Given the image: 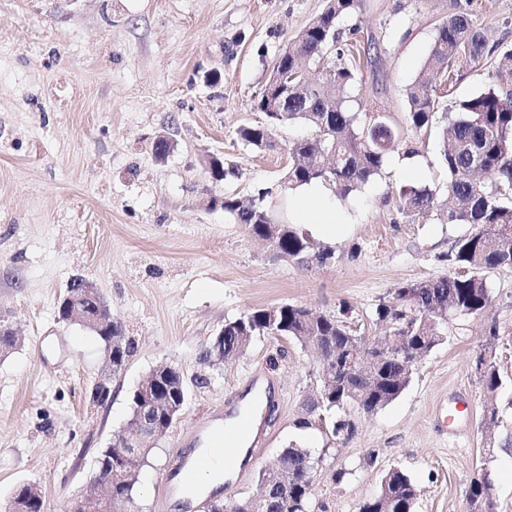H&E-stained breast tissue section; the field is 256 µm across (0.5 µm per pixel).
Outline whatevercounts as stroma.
I'll use <instances>...</instances> for the list:
<instances>
[{"instance_id": "1", "label": "stroma", "mask_w": 512, "mask_h": 512, "mask_svg": "<svg viewBox=\"0 0 512 512\" xmlns=\"http://www.w3.org/2000/svg\"><path fill=\"white\" fill-rule=\"evenodd\" d=\"M324 0H0V315L20 346L0 358V512L22 483L36 485L45 512H68L86 493L96 460L128 430L130 397L161 365L184 376L179 420L139 472L133 512H177L165 478L173 455L197 448L196 433L226 395L261 373L278 391L260 454L226 484L223 499L256 493L258 472L290 443L320 462L313 500L329 512H358L382 473L404 469L418 495L413 512H468L477 471L490 472L498 512H512V267L487 270L485 318L453 315L443 342L413 367L408 388L374 415L339 411L298 429L320 385L317 357L283 336L253 339L239 357L215 365L200 354L226 321L282 303L336 315L349 303L362 336L389 335L373 315L400 283L444 275L445 256L466 233L438 216L410 220L401 187L445 196L439 144L388 154L379 176L340 198L319 183L301 212L300 190L268 202L276 223L329 249L326 262L279 256L210 197L252 198L279 181L286 146L301 128L283 127L281 148L243 145L236 130L263 121L254 104L275 58L323 9ZM467 14L493 39L512 43V0H365L344 18L342 37L370 41L372 66L360 98L370 112L405 127L406 90L429 57L438 24ZM177 142L157 161L153 140ZM223 157L236 174L212 183L203 160ZM421 177L407 174L403 159ZM336 213V239L316 229L317 212ZM93 281L132 341L110 397L90 394L106 366L94 334L57 318L67 284ZM496 322L502 380L495 427L483 424L474 362L484 320Z\"/></svg>"}]
</instances>
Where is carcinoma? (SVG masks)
<instances>
[{
    "mask_svg": "<svg viewBox=\"0 0 512 512\" xmlns=\"http://www.w3.org/2000/svg\"><path fill=\"white\" fill-rule=\"evenodd\" d=\"M362 6L363 0H326L322 12L276 58L280 67L288 69L290 83L296 81L294 72L299 63L313 64L321 77L304 95L288 97L284 111L267 112L265 122L237 129L243 144L260 150L275 148L273 130L279 127L298 124L306 129L304 136L293 140L291 163L278 183L259 190L249 209H243L235 197H224V212L255 236L268 223L265 199L273 193L321 182L347 196L381 172L387 150L401 139L400 131L382 117L355 110L337 97L341 90L361 87L359 74L371 64L353 46L332 60L340 21ZM492 55L497 56L492 84L465 100L452 101V89L464 72ZM407 102V129L432 135L442 143L440 162L448 174L447 199H439L426 187L403 186L396 196L399 210L413 220L436 211L448 224L471 227L454 240L448 252L452 265L448 275L404 283L396 288L393 299H383L375 307L376 320L390 324L392 335L409 337L415 359L420 360L440 344L446 323L441 317L434 324L426 321L430 306L442 303L456 314L480 316L490 301L483 272L512 266V45L491 43L488 30L466 14L448 17L436 28L433 49L407 88ZM279 247L292 259L310 253L321 262L331 258L325 250H314L313 244L291 226ZM279 311L280 320L274 326L266 309L249 310L225 323L224 358H234L232 347L237 336H288L299 343L305 336H319L325 352H333L344 361L353 343L366 340L349 322L334 316L290 304L279 306ZM97 336L101 340L115 338L112 362H127L132 346L121 322ZM498 336L496 322H488L486 347L475 364L487 423L497 420L496 399L502 385L493 361ZM410 381L411 374L390 361L373 372L346 374L339 378L335 392L310 401L308 414L326 417L348 404L374 414L397 399ZM279 458L283 472L265 505L266 512H328L326 504H314L310 499L317 461L309 450L293 443ZM104 466L128 473L136 469L132 459L115 449L112 459L97 460L95 474ZM133 491L131 482L118 481L112 496L127 505L134 502ZM415 499L416 486L410 475L391 467L381 477L377 494L363 502L359 512H412ZM467 501L469 512H496L490 473H481L471 481Z\"/></svg>",
    "mask_w": 512,
    "mask_h": 512,
    "instance_id": "obj_1",
    "label": "carcinoma"
}]
</instances>
